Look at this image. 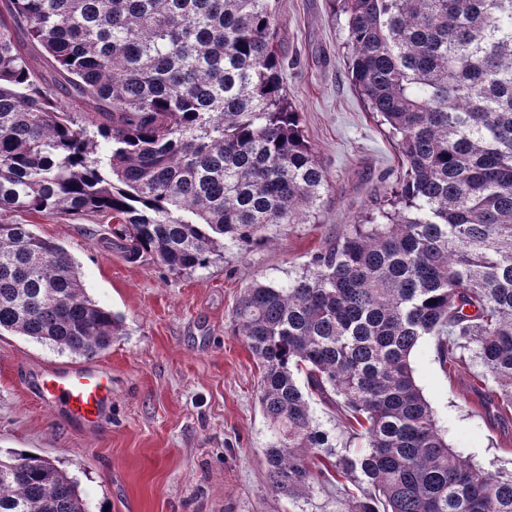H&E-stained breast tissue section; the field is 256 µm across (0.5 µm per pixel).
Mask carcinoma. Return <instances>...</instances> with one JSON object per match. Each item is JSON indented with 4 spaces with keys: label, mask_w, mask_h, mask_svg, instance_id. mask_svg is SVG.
Segmentation results:
<instances>
[{
    "label": "carcinoma",
    "mask_w": 512,
    "mask_h": 512,
    "mask_svg": "<svg viewBox=\"0 0 512 512\" xmlns=\"http://www.w3.org/2000/svg\"><path fill=\"white\" fill-rule=\"evenodd\" d=\"M354 86L401 184L286 285L254 283L232 334L259 366L267 485L357 487L343 512H512V474L450 447L410 356L471 351L512 408V0H340ZM22 30L56 65L31 70ZM270 0H8L0 11V216L107 219L112 247L183 275L307 224L328 187L283 83ZM88 101L95 131L58 95ZM87 359L122 320L59 244L0 223V333ZM366 440L342 454L311 397ZM0 512H88L47 456L0 457Z\"/></svg>",
    "instance_id": "1"
}]
</instances>
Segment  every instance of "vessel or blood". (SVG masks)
<instances>
[{
    "label": "vessel or blood",
    "instance_id": "obj_1",
    "mask_svg": "<svg viewBox=\"0 0 512 512\" xmlns=\"http://www.w3.org/2000/svg\"><path fill=\"white\" fill-rule=\"evenodd\" d=\"M44 402L80 426L100 424L112 405V378L96 366L60 367L41 372L33 385Z\"/></svg>",
    "mask_w": 512,
    "mask_h": 512
}]
</instances>
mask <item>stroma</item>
I'll list each match as a JSON object with an SVG mask.
<instances>
[{
    "label": "stroma",
    "mask_w": 512,
    "mask_h": 512,
    "mask_svg": "<svg viewBox=\"0 0 512 512\" xmlns=\"http://www.w3.org/2000/svg\"><path fill=\"white\" fill-rule=\"evenodd\" d=\"M333 0H272L284 86L331 187L313 224H290L272 242L173 275L112 249L96 220L11 214L63 246L87 295L123 318L94 361L112 374V408L97 430L72 424L27 385L82 357L13 333L0 334V452L32 450L59 461L89 512H341L353 490L314 484L303 498L266 486L262 450L271 431L257 399L258 366L231 332L232 311L254 282L282 284L305 272L325 242L375 210L401 177L394 142L348 77L347 30ZM417 385L449 445L486 472L512 473V410L481 390V367L446 374L432 338L410 356ZM338 448H360L340 407L313 402Z\"/></svg>",
    "instance_id": "stroma-1"
}]
</instances>
